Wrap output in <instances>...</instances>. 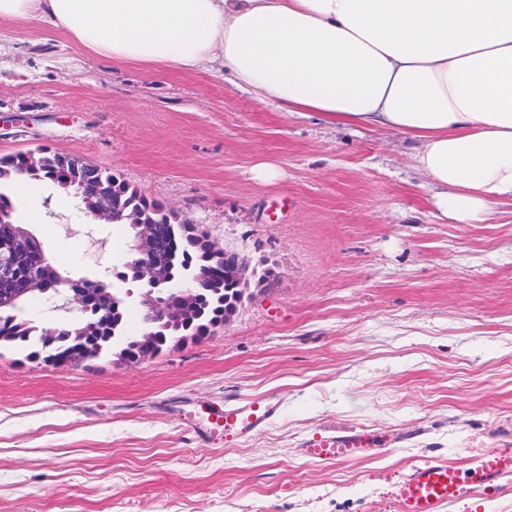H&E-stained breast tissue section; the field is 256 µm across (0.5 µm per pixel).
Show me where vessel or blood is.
<instances>
[{"mask_svg": "<svg viewBox=\"0 0 512 512\" xmlns=\"http://www.w3.org/2000/svg\"><path fill=\"white\" fill-rule=\"evenodd\" d=\"M278 412V402L263 395L210 412L207 421L223 429L225 437L240 438L259 430ZM376 444L375 437L364 433H335L310 443L304 454L313 460L340 462ZM476 490L491 498L512 491V448L475 454L460 467L441 462L415 466L398 483L395 499L399 512H443L449 503Z\"/></svg>", "mask_w": 512, "mask_h": 512, "instance_id": "obj_1", "label": "vessel or blood"}]
</instances>
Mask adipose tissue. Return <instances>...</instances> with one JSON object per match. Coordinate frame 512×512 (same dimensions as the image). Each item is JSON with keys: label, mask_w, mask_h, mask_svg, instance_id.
I'll return each instance as SVG.
<instances>
[{"label": "adipose tissue", "mask_w": 512, "mask_h": 512, "mask_svg": "<svg viewBox=\"0 0 512 512\" xmlns=\"http://www.w3.org/2000/svg\"><path fill=\"white\" fill-rule=\"evenodd\" d=\"M0 19L159 70L218 55L284 114L400 132L455 223L512 201V0H0Z\"/></svg>", "instance_id": "adipose-tissue-1"}]
</instances>
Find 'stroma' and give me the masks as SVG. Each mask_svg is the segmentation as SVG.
Here are the masks:
<instances>
[{
	"label": "stroma",
	"mask_w": 512,
	"mask_h": 512,
	"mask_svg": "<svg viewBox=\"0 0 512 512\" xmlns=\"http://www.w3.org/2000/svg\"><path fill=\"white\" fill-rule=\"evenodd\" d=\"M39 147L112 169L273 274L205 340L137 363L0 346V512H397L412 466L512 445V204L443 218L400 133L287 116L217 60L153 72L0 20V157ZM260 162L278 177L255 178ZM14 207L42 213L29 230L64 275L120 257L56 186ZM267 393L281 412L249 439L183 425ZM338 431L383 447L303 456Z\"/></svg>",
	"instance_id": "1"
}]
</instances>
